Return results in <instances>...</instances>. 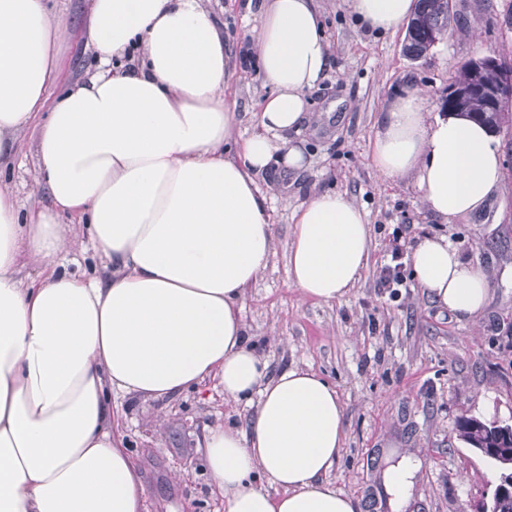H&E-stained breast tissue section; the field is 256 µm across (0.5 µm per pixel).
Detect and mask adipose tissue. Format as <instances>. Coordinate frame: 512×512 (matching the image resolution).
Listing matches in <instances>:
<instances>
[{
	"label": "adipose tissue",
	"mask_w": 512,
	"mask_h": 512,
	"mask_svg": "<svg viewBox=\"0 0 512 512\" xmlns=\"http://www.w3.org/2000/svg\"><path fill=\"white\" fill-rule=\"evenodd\" d=\"M349 7L394 31L416 4ZM256 21L252 49L272 91L260 134L237 140L224 100L231 57L204 0H90L84 38L102 69L51 107L59 33L45 0H0V157L35 126L49 198L24 216L0 183V512H143L108 395L163 399L210 378L254 409L248 431L218 424L205 437L224 512H355L322 480L343 445L335 388L308 369L269 376L239 317L274 244L256 178L274 164L306 167L287 136L317 122L306 94L330 67L315 0H261ZM372 161L388 179L415 175L424 208L446 222L481 210L505 177L487 127L428 118L414 92L384 113ZM66 212L111 261V279L66 268L79 240ZM370 251L363 209L315 195L294 214L289 279L302 297L341 299ZM26 256L43 267L29 288L16 278ZM410 266L438 306L467 318L483 310L489 277L448 238H423Z\"/></svg>",
	"instance_id": "1"
}]
</instances>
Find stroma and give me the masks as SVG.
<instances>
[{
    "mask_svg": "<svg viewBox=\"0 0 512 512\" xmlns=\"http://www.w3.org/2000/svg\"><path fill=\"white\" fill-rule=\"evenodd\" d=\"M224 31L234 67L224 98L243 137L258 134L256 114L271 87L251 49L254 15L247 0H207ZM331 52L325 79L307 94L322 123L292 144L309 157L299 171L277 169L258 178L269 200L274 248L241 301V318L271 374L301 367L336 389L344 410V443L326 482L353 500L357 512H393L384 471L400 457L415 459L407 512H475L498 474L494 464L457 435L465 417L512 424V166L478 213L443 222L420 203L415 177L386 179L375 169V129L389 104L408 91L429 114H442L448 87L471 59L512 57V0H451L454 23L425 55L404 50L406 31L369 32L346 0H318ZM60 30L55 102L96 71L82 31L88 0H47ZM14 154L0 160L21 210L47 204L36 185L35 132L16 134ZM319 192H336L367 214L371 252L347 295L323 303L300 299L288 278L293 215ZM410 243L448 237L461 255L490 275L488 302L464 318L432 302L406 280L398 292L377 288L397 232ZM112 420L147 493V512H224L204 459V435L219 423L246 427L251 411L228 400L218 380L161 399L119 392Z\"/></svg>",
    "mask_w": 512,
    "mask_h": 512,
    "instance_id": "1",
    "label": "stroma"
}]
</instances>
